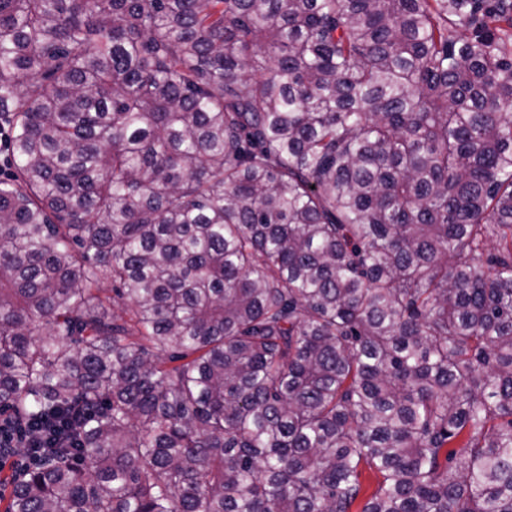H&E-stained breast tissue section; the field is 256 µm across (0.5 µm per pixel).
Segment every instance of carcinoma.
Wrapping results in <instances>:
<instances>
[{
    "label": "carcinoma",
    "mask_w": 512,
    "mask_h": 512,
    "mask_svg": "<svg viewBox=\"0 0 512 512\" xmlns=\"http://www.w3.org/2000/svg\"><path fill=\"white\" fill-rule=\"evenodd\" d=\"M0 123L4 512H512V0H0Z\"/></svg>",
    "instance_id": "carcinoma-1"
}]
</instances>
